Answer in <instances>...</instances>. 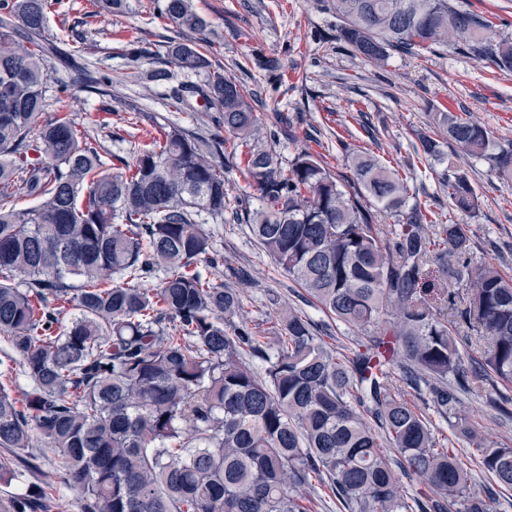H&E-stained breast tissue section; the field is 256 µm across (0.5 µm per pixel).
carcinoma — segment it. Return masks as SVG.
Segmentation results:
<instances>
[{"mask_svg": "<svg viewBox=\"0 0 512 512\" xmlns=\"http://www.w3.org/2000/svg\"><path fill=\"white\" fill-rule=\"evenodd\" d=\"M336 42L374 62L450 42L512 71V38L484 40L491 22L450 0H326ZM62 0H0V483L21 491L0 512H35L46 496L17 457L54 455L74 512H308L300 494L328 479L347 512H496L472 466L512 488V448L463 424L470 379L512 389V277L467 259L478 199L447 143L489 161L512 182V147L454 112H434L415 153L448 187V223L409 203V186L368 149L346 153L335 177L308 150L288 173L259 145L243 87L220 72L202 86L178 76L210 68L214 45L194 0H165L162 17L182 34L167 42L178 109L219 112L232 155L260 205L232 195L224 138L204 141L170 123L123 173L88 146L65 115L47 122L46 67L68 63L63 40L44 36ZM91 15L125 13L127 0H90ZM151 57L141 41L121 47ZM35 205L20 209L19 196ZM396 223H380L381 215ZM246 216L257 242L325 313L365 338L338 353L296 309L272 330L236 324L243 289L216 283L207 219ZM438 265L444 287H423ZM162 274L156 288L147 279ZM464 291H459V287ZM457 321L445 317V310ZM273 340H268V335ZM476 344L471 371L460 341ZM424 381L436 413L462 424L469 461L395 391ZM28 380L20 396L17 376ZM429 493L405 490L398 470Z\"/></svg>", "mask_w": 512, "mask_h": 512, "instance_id": "cac0c4a2", "label": "carcinoma"}]
</instances>
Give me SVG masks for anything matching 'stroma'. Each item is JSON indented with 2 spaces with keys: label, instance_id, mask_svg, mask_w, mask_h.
Wrapping results in <instances>:
<instances>
[{
  "label": "stroma",
  "instance_id": "1",
  "mask_svg": "<svg viewBox=\"0 0 512 512\" xmlns=\"http://www.w3.org/2000/svg\"><path fill=\"white\" fill-rule=\"evenodd\" d=\"M120 17L89 16L88 0H67L62 13H50L45 34L74 29L83 36L78 67L112 78L107 93L91 94L71 84L65 94L69 117L82 125L92 142L112 155L132 161L149 144L158 125L174 122L194 136L211 139L216 128L207 112H183L169 99L167 85L151 80L166 67V44L177 37L171 23L158 19L149 0H128ZM214 44L212 70L234 78L253 94L264 142L289 167L296 151L306 148L342 171L346 149L365 147L406 175L411 201L448 213V191L414 153L418 133L427 131L433 112L465 113L484 125L503 146L512 145V74L455 46H438L420 55L393 54L370 62L334 38L336 17L319 0H196ZM460 8L493 23L487 37L512 36V0H458ZM151 43L154 56L136 65L119 49L132 39ZM379 133L371 140L367 128ZM479 198L471 218L470 256L474 263L494 264L512 276V185L501 182L487 160H460ZM214 248L224 257L215 271L246 267L254 283L245 290L247 319L272 327L278 309L292 307L316 323L321 335L348 353L364 341L323 312L277 267L253 238L247 224H213ZM401 397L422 412L452 448H464L452 422L436 415L425 388L394 378ZM494 395L475 384L465 399L468 420L487 439L512 445V418L487 405Z\"/></svg>",
  "mask_w": 512,
  "mask_h": 512
}]
</instances>
